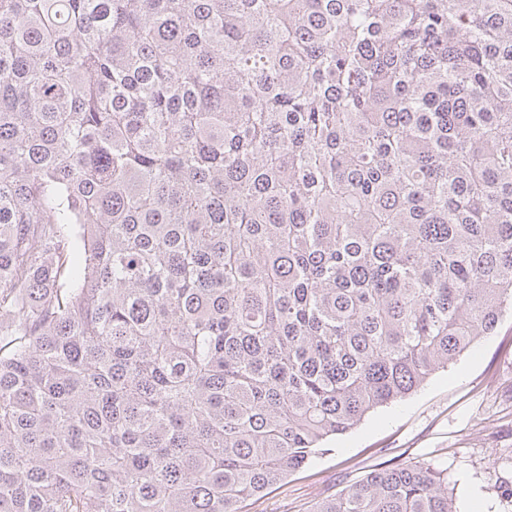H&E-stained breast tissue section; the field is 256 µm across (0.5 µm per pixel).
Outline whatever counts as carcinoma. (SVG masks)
I'll list each match as a JSON object with an SVG mask.
<instances>
[{
    "instance_id": "cac0c4a2",
    "label": "carcinoma",
    "mask_w": 512,
    "mask_h": 512,
    "mask_svg": "<svg viewBox=\"0 0 512 512\" xmlns=\"http://www.w3.org/2000/svg\"><path fill=\"white\" fill-rule=\"evenodd\" d=\"M508 311L512 0H0V512H243Z\"/></svg>"
}]
</instances>
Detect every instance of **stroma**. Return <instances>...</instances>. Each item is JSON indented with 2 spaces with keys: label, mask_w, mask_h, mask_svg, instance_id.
Instances as JSON below:
<instances>
[{
  "label": "stroma",
  "mask_w": 512,
  "mask_h": 512,
  "mask_svg": "<svg viewBox=\"0 0 512 512\" xmlns=\"http://www.w3.org/2000/svg\"><path fill=\"white\" fill-rule=\"evenodd\" d=\"M400 461L447 470L455 512H512V315L406 398L377 408L245 512L314 505Z\"/></svg>",
  "instance_id": "1"
}]
</instances>
